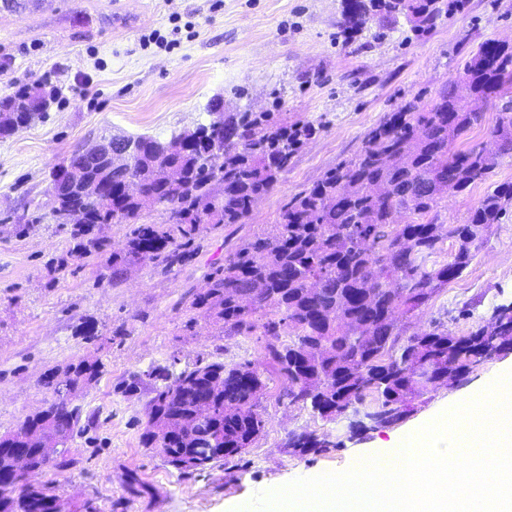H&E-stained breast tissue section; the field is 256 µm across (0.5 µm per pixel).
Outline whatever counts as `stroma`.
Masks as SVG:
<instances>
[{
	"label": "stroma",
	"mask_w": 512,
	"mask_h": 512,
	"mask_svg": "<svg viewBox=\"0 0 512 512\" xmlns=\"http://www.w3.org/2000/svg\"><path fill=\"white\" fill-rule=\"evenodd\" d=\"M174 16L194 22L195 37L169 53L142 50L141 36L170 30ZM341 18V0H40L22 14L0 9V97L26 85L57 91L45 118L0 139V435L49 405L45 375L84 358L104 365L75 400L91 424L69 443L74 465L33 476L58 496L62 512H84L88 503L97 512H229L278 485L347 470L388 439L386 427L352 435L346 422L286 408L275 378L261 400L266 426L252 448L241 459L183 474L140 441L148 394L115 390L130 374L174 356L184 365L200 357L257 359L256 337L222 336L219 323L191 310L211 266L351 158L389 113L455 79L480 44L512 39V0H468L422 34L406 21L390 23L379 40L372 23L345 40ZM218 96L228 110L284 112L315 126L274 191L242 223L205 232L192 261L171 273L142 267L114 283L104 276L108 252L57 270L56 259L75 244L72 225L29 221L46 200L50 168L106 129L166 138L193 127ZM502 182H512L510 159L467 193L449 195L440 223H462L489 185ZM511 303L512 217L495 226L470 266L412 325L437 322L460 335ZM89 319L97 336L76 335ZM510 369L512 350L472 367L425 395L407 423L474 395ZM300 428L328 435L334 448L289 453L284 440ZM130 472L144 492L128 490Z\"/></svg>",
	"instance_id": "obj_1"
}]
</instances>
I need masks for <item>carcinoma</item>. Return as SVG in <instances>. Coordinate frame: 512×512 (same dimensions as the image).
Listing matches in <instances>:
<instances>
[{"label": "carcinoma", "instance_id": "cac0c4a2", "mask_svg": "<svg viewBox=\"0 0 512 512\" xmlns=\"http://www.w3.org/2000/svg\"><path fill=\"white\" fill-rule=\"evenodd\" d=\"M466 0H342V27L406 19L416 31L461 11ZM54 92L23 87L0 99V139L46 114ZM496 107L487 141L465 145ZM161 139L137 135L122 166L87 163L77 153L53 166L51 215L39 223L72 224L86 238L58 261L103 250L102 227L128 224L112 252L117 281L137 267L168 272L189 263L207 227L239 224L268 196L301 146L315 134L308 122L281 112L224 111ZM512 159V43L486 41L458 78L427 101L392 112L365 135L349 160L327 171L283 207L275 223L206 275L191 308L222 324L226 336H260V358L235 363L199 358L177 371L152 365L118 385L127 396L148 389L141 443L159 448L182 473L246 453L265 428L261 399L271 375L284 382L279 401L349 428L387 427L404 419L438 386L461 378L493 353L512 349V304L494 309L493 330L462 336L441 324L408 335L403 322L422 314L434 295L458 278L492 228L512 209V182L487 190L461 224L439 223L448 193H461ZM165 224L142 223L153 208ZM451 260L438 261L448 241ZM101 364L81 360L45 376L54 399L0 436V512H58L59 500L13 467L20 453L39 459L55 436L81 432L77 393ZM205 461H191L199 441ZM339 443L306 429L288 433L286 447L304 454Z\"/></svg>", "mask_w": 512, "mask_h": 512}]
</instances>
